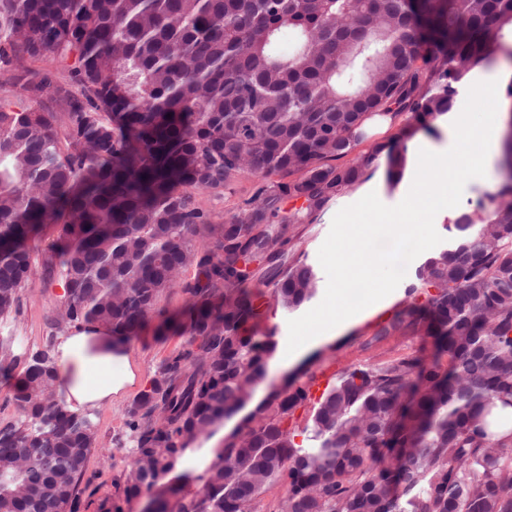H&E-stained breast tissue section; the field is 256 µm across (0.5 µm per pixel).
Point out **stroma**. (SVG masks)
<instances>
[{
    "label": "stroma",
    "instance_id": "stroma-1",
    "mask_svg": "<svg viewBox=\"0 0 512 512\" xmlns=\"http://www.w3.org/2000/svg\"><path fill=\"white\" fill-rule=\"evenodd\" d=\"M366 173L368 178L365 182L333 201L317 223L310 225L302 246L309 262H317L318 250L329 233L334 215L360 200L374 185H382L384 204H398V188L386 183L385 157L373 160ZM501 180L499 166H488L484 181L466 184L460 209L481 211L492 208L496 203ZM414 281V273H407L381 313L365 315L340 336L310 350L308 359L312 360L314 366L326 368L333 373L368 359H387L420 348V339L413 336H393L380 343L371 340L372 326L379 314H391L405 300L406 290ZM60 292L59 282L49 279L42 265H35L29 284L21 292L20 312L11 323V334L21 356L26 357L53 346L58 332L52 327L51 320L55 300ZM184 342V337L177 335L155 337L153 330L148 328L132 345L130 358L138 367L142 379L146 380L156 365L180 349ZM132 400V395H125L96 412L93 417L98 446L91 454L80 482V512H99L102 503L111 500L115 493V479L131 467L130 454L127 449L117 447L116 440L124 432L125 414Z\"/></svg>",
    "mask_w": 512,
    "mask_h": 512
}]
</instances>
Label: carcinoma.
Wrapping results in <instances>:
<instances>
[{"label":"carcinoma","mask_w":512,"mask_h":512,"mask_svg":"<svg viewBox=\"0 0 512 512\" xmlns=\"http://www.w3.org/2000/svg\"><path fill=\"white\" fill-rule=\"evenodd\" d=\"M507 30L512 0H0V322L53 224L57 331L132 339L155 320L187 337L127 410L132 466L102 512H125L252 402L276 349L261 288L287 312L315 297L300 244L367 179L349 155L375 121L431 129L474 68H512ZM383 152L399 180L406 154L371 145ZM501 152L500 203L457 216L410 301L375 326L374 340L419 336L432 356L349 366L317 397L321 369L289 375L154 512H512L510 123ZM244 177L263 184L215 222L197 194ZM174 288L186 303L170 313ZM19 360L0 340V372ZM24 375L19 417L0 428V512H79L95 424L57 399L51 350ZM275 486L284 496L266 498Z\"/></svg>","instance_id":"obj_1"}]
</instances>
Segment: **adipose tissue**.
I'll return each instance as SVG.
<instances>
[{
	"mask_svg": "<svg viewBox=\"0 0 512 512\" xmlns=\"http://www.w3.org/2000/svg\"><path fill=\"white\" fill-rule=\"evenodd\" d=\"M130 349V344L116 341L111 332L93 325L58 336L52 354L66 408L90 415L133 386L136 374Z\"/></svg>",
	"mask_w": 512,
	"mask_h": 512,
	"instance_id": "adipose-tissue-1",
	"label": "adipose tissue"
}]
</instances>
